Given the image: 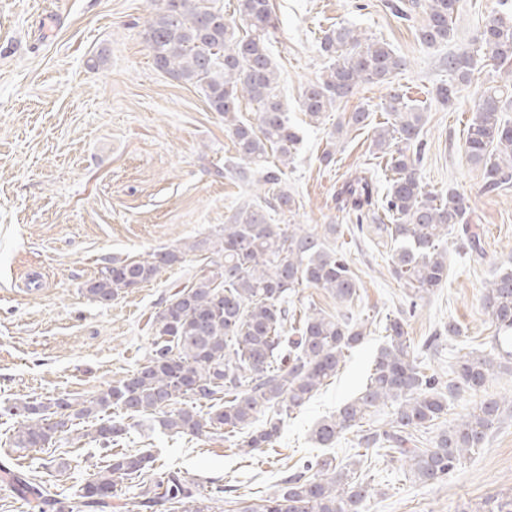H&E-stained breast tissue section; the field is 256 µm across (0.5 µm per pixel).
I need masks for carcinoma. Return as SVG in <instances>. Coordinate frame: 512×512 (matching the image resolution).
<instances>
[{"mask_svg": "<svg viewBox=\"0 0 512 512\" xmlns=\"http://www.w3.org/2000/svg\"><path fill=\"white\" fill-rule=\"evenodd\" d=\"M145 42L154 66L172 78L202 88L211 111L224 117L236 158L265 171L264 184L276 190L283 171L269 166V156L284 166L300 136L288 123L277 94L278 72L268 48L274 27L270 0H237L239 21L224 16L215 0H146ZM460 0H427L418 39L428 47L454 37L452 20ZM479 47L448 56L453 80L436 89L440 103L453 108L455 82L467 83L489 67L501 84L486 87L468 124L464 149L480 172L481 190L489 194L512 186V122L504 104L512 100V14L491 16L478 38ZM330 64L319 79L302 90L301 106L319 124L336 104L365 85H383L404 66L390 46L340 25L321 40ZM256 104V119H239L240 102ZM388 126L375 128L372 144L387 156L391 177L382 208L388 223L371 231L395 245L393 271L414 297L423 300L448 279V235L460 229L470 250H481L467 227L470 199L454 187L445 193L425 189L417 176L424 113L395 93L386 100ZM370 125L364 108L343 113L332 135L341 139ZM378 190L362 175L346 181L338 193L343 208L359 215L376 206ZM342 235L338 224L323 225V234L299 225L268 223L259 209H242L210 241L217 259L192 282L166 300L152 321L153 349L147 360L107 390L74 403L65 396L25 400L7 407L18 418L11 446L18 451L44 448L75 421L90 424L87 435L100 447L119 445L126 428L105 423L110 411L126 417H158L161 428L177 435L202 436L224 431L234 437L248 430L241 447L253 452L273 445L284 417L304 407L336 375L346 354L365 339L364 322L348 313L336 316L312 309L285 335L288 292L300 286L327 292L346 307L357 297V282L345 254L327 245ZM192 243L143 259H113L89 280L82 292L102 303L129 292L132 282L157 280L182 262ZM481 302L495 324L492 351H470L456 361L454 376L443 384L427 374L414 355L404 321L386 324L379 349L360 392L336 413L319 420L311 439L331 448L371 410L393 409L389 429L369 428L360 435L365 448H388L400 455L422 483H434L453 471L474 448L484 447L512 398H486L471 412L443 429L431 448H411L416 435L448 414V402L483 391L498 371L512 368V266L498 270L482 289ZM261 426H254L259 417ZM0 471L32 512H110L117 485L124 479L143 482L137 512H214L224 489L205 493L177 470L159 471L146 452H114L92 474L68 505L47 481L14 471ZM367 483L333 457H318L303 471L287 476L260 504L243 512H366Z\"/></svg>", "mask_w": 512, "mask_h": 512, "instance_id": "carcinoma-1", "label": "carcinoma"}]
</instances>
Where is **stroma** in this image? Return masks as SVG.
Masks as SVG:
<instances>
[{
    "mask_svg": "<svg viewBox=\"0 0 512 512\" xmlns=\"http://www.w3.org/2000/svg\"><path fill=\"white\" fill-rule=\"evenodd\" d=\"M270 2L278 18L269 45L277 91L302 137L280 184L296 201L290 211L265 193L259 170L239 177L224 120L210 111L201 88L155 69L143 37L145 0H0V460L39 476L43 459L54 458L49 475L67 497L103 465L104 451L73 432L46 448L12 451L16 420L6 408L59 395L80 402L143 364L152 348L149 317L209 263L210 253H187L156 281L107 305L89 300L84 284L109 260L212 238L240 208L259 205L269 223L316 232L341 225L337 246L360 285L351 312L365 321L366 337L336 377L285 419L270 448L247 454L220 433L170 435L112 412L127 429L123 448L150 452L157 468L259 502L320 455L310 431L363 384L388 318L406 319L419 360L443 381L458 356L492 346L495 325L480 297L512 259V188L482 193L465 155L464 129L478 93L496 75L485 69L459 86L451 110L435 90L448 80L449 55L474 47L485 19L502 11L501 0H462L453 39L432 47L417 39L425 13L413 0H404L403 18L390 9L394 0ZM339 24L388 43L406 66L390 85L361 86L313 126L301 110V91L326 66L320 41ZM392 90L424 111L422 185L433 192L453 186L471 197L469 227L482 248L476 256L449 243L446 283L415 307L393 273L389 244L359 231L356 213L337 199L342 184L361 173L378 190L387 188L390 173L373 153L372 128L351 134L333 163L320 161L339 113L365 108L375 122L385 121ZM452 322L460 329L454 337L446 334ZM432 336L440 339L435 351L425 347ZM329 454L368 473V512H506L512 504V411L485 447L432 484L415 480L383 450L360 448L352 432Z\"/></svg>",
    "mask_w": 512,
    "mask_h": 512,
    "instance_id": "1",
    "label": "stroma"
}]
</instances>
